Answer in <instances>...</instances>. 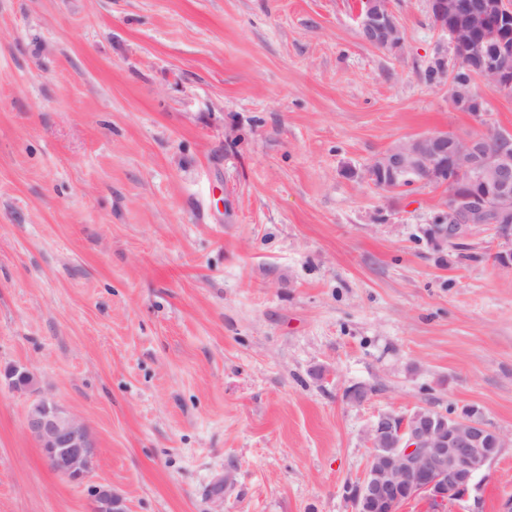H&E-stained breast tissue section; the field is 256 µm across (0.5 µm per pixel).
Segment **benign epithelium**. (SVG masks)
<instances>
[{
	"instance_id": "1",
	"label": "benign epithelium",
	"mask_w": 512,
	"mask_h": 512,
	"mask_svg": "<svg viewBox=\"0 0 512 512\" xmlns=\"http://www.w3.org/2000/svg\"><path fill=\"white\" fill-rule=\"evenodd\" d=\"M427 5L434 28L449 38L456 61L511 96L512 49L507 40L512 36V8L505 0H427ZM360 17L364 41L389 55L401 53L405 36L389 0H363ZM493 23L499 28L495 50L478 38ZM450 91L457 109L482 116L484 101L474 83L453 84ZM369 169L370 178L384 176L390 189L410 175L437 184L443 172L452 173L444 211H461V223L429 224L427 239L443 247L485 227L506 246L495 254L496 262L512 268V135H418L377 155ZM0 377L12 390L31 395L26 429L47 468L73 484L91 482L97 447L85 422L41 393L29 366L13 365ZM368 438L371 458L363 480L350 489L352 512H397L403 493L424 496L439 506L465 501L508 443L507 437L468 416L455 417L449 425L420 410L406 417L376 415ZM89 493L91 512H128L124 497L108 484L92 485Z\"/></svg>"
}]
</instances>
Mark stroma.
Returning <instances> with one entry per match:
<instances>
[{
  "label": "stroma",
  "mask_w": 512,
  "mask_h": 512,
  "mask_svg": "<svg viewBox=\"0 0 512 512\" xmlns=\"http://www.w3.org/2000/svg\"><path fill=\"white\" fill-rule=\"evenodd\" d=\"M0 0V370L88 426L129 512H351L380 412L478 407L512 436V268L487 229L434 248L446 188L373 158L512 132L456 109L426 0ZM364 385L363 403L346 389ZM0 383V512H89ZM461 505L500 512L512 446ZM360 17V30L364 41L389 55L401 53L405 36L389 1L364 0Z\"/></svg>",
  "instance_id": "35a3bbf8"
}]
</instances>
